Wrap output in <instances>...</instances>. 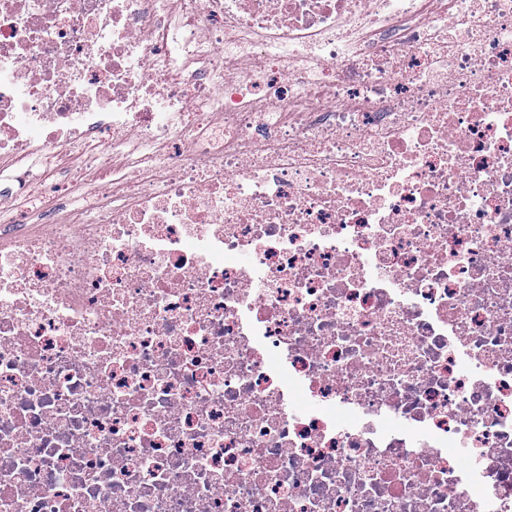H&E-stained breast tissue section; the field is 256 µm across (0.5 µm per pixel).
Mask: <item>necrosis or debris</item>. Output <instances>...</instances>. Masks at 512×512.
I'll list each match as a JSON object with an SVG mask.
<instances>
[{"mask_svg":"<svg viewBox=\"0 0 512 512\" xmlns=\"http://www.w3.org/2000/svg\"><path fill=\"white\" fill-rule=\"evenodd\" d=\"M71 151L0 512H512V0H0V166Z\"/></svg>","mask_w":512,"mask_h":512,"instance_id":"obj_1","label":"necrosis or debris"}]
</instances>
